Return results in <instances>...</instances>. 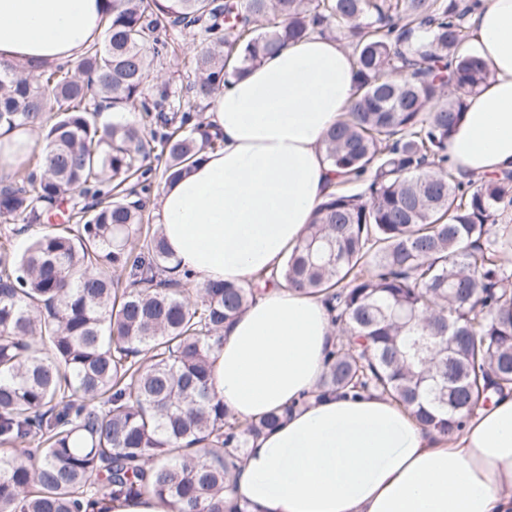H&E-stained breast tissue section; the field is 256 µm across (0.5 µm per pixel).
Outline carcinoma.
Listing matches in <instances>:
<instances>
[{
	"mask_svg": "<svg viewBox=\"0 0 512 512\" xmlns=\"http://www.w3.org/2000/svg\"><path fill=\"white\" fill-rule=\"evenodd\" d=\"M475 0H110L102 42L27 72L0 63V128L45 142L0 181V219L64 222L16 254L0 243V512H89L154 494L175 512H247L228 499L245 449L283 413L244 419L211 391L224 324L261 284L320 296L336 337L312 396L366 392L451 438L512 392V171L466 177L448 137L487 64ZM210 47L198 103L269 53L336 34L356 98L327 134L341 171L285 266L244 284L178 274L146 199L222 148L189 112L150 98L161 28ZM109 112L112 118L102 119Z\"/></svg>",
	"mask_w": 512,
	"mask_h": 512,
	"instance_id": "carcinoma-1",
	"label": "carcinoma"
}]
</instances>
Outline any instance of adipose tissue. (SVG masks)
I'll return each mask as SVG.
<instances>
[{"label": "adipose tissue", "mask_w": 512, "mask_h": 512, "mask_svg": "<svg viewBox=\"0 0 512 512\" xmlns=\"http://www.w3.org/2000/svg\"><path fill=\"white\" fill-rule=\"evenodd\" d=\"M106 0H0V61L62 62L102 30ZM490 68L448 139L462 174L512 170V0L469 16ZM350 52L317 33L231 79L207 101L221 150L165 185L155 211L179 269L198 283L279 268L338 175L321 142L352 101ZM334 329L320 298L273 287L224 326L211 374L227 409L257 418L299 402L247 448L236 474L249 512H512V395L459 436L439 439L372 395L302 402L324 372Z\"/></svg>", "instance_id": "adipose-tissue-1"}]
</instances>
